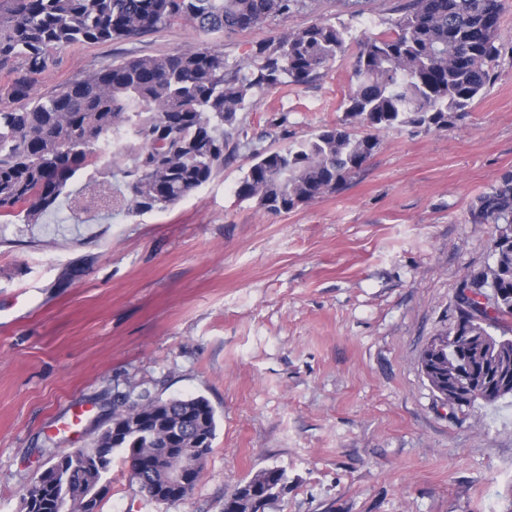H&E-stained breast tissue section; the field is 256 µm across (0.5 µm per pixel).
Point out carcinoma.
Here are the masks:
<instances>
[{
	"label": "carcinoma",
	"mask_w": 512,
	"mask_h": 512,
	"mask_svg": "<svg viewBox=\"0 0 512 512\" xmlns=\"http://www.w3.org/2000/svg\"><path fill=\"white\" fill-rule=\"evenodd\" d=\"M318 0H0V69L16 73L0 88V220L36 224L57 209L74 176L102 160L112 142V166L90 175L103 206L133 212L163 211L188 198L224 169L229 128L255 95L286 83L305 84L346 50V34L326 22L282 31L231 62L216 46L115 61L80 80L60 84L43 100L30 101L36 76L64 46L131 41L187 21L204 33H237L280 17L316 10ZM503 0H407L390 32L365 34L359 42L345 116L288 147L257 151L236 182L235 195L270 214L287 213L335 193L379 146L372 131L411 126L443 131L469 112L494 81L501 54ZM371 129L360 135L355 126ZM479 223L497 225L495 261L466 273L460 288L475 314L463 329L512 336V173L480 195L472 209ZM497 288V307L486 290ZM470 360L471 401L495 406L496 374ZM152 425L122 443L131 461V482L147 479L159 504L174 498L169 474L147 469V457L170 448L183 426L215 438L214 408L203 396L149 401ZM112 431L90 448L56 455L54 485L33 483L22 499L29 512H57L58 499L80 512L88 498L99 507L112 470ZM287 486L284 470L264 469L224 498L239 512L252 507L248 489Z\"/></svg>",
	"instance_id": "1"
}]
</instances>
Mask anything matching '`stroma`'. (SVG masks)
<instances>
[{
  "mask_svg": "<svg viewBox=\"0 0 512 512\" xmlns=\"http://www.w3.org/2000/svg\"><path fill=\"white\" fill-rule=\"evenodd\" d=\"M403 2L363 0L356 14L319 0L229 34L181 22L65 47L36 78L34 100L130 55L216 45L237 60L317 18L349 32L319 78L257 94L223 171L175 206L106 212L79 197L81 171L40 223H0V512H20L51 454L92 446L125 392L204 396L216 436L173 504L139 492L114 452L100 512H224L270 467L288 492L264 512H512V405H442L420 366L455 328L463 275L494 261L497 227L471 208L512 172V0L494 83L448 130L380 132L340 191L287 213L234 193L254 150L343 119L359 39L389 30Z\"/></svg>",
  "mask_w": 512,
  "mask_h": 512,
  "instance_id": "1",
  "label": "stroma"
}]
</instances>
